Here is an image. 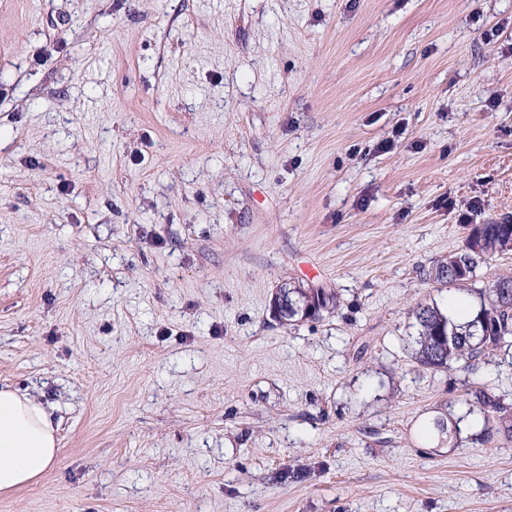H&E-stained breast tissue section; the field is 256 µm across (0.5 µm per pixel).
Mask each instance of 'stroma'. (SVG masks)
Returning <instances> with one entry per match:
<instances>
[{"label": "stroma", "mask_w": 512, "mask_h": 512, "mask_svg": "<svg viewBox=\"0 0 512 512\" xmlns=\"http://www.w3.org/2000/svg\"><path fill=\"white\" fill-rule=\"evenodd\" d=\"M512 223V0H0V512H512V352L420 369L423 272ZM285 282L336 290L278 318ZM459 432L425 436L428 423ZM465 403L469 414L476 413L481 418L484 431L490 437V421L498 418L501 422L512 418V404L506 403L490 388L473 387L465 389ZM52 413L40 402L0 388V490L28 485L59 457Z\"/></svg>", "instance_id": "35a3bbf8"}]
</instances>
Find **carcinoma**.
<instances>
[{
    "mask_svg": "<svg viewBox=\"0 0 512 512\" xmlns=\"http://www.w3.org/2000/svg\"><path fill=\"white\" fill-rule=\"evenodd\" d=\"M512 251V224H474L463 246L439 259L426 273L436 287L451 288L474 280L479 266L489 258ZM288 300V319L315 318L335 310L337 295L324 288L282 285ZM480 303L473 318L457 325L437 304L420 303L413 309L417 326L412 358L423 369L438 371L452 365L475 370V365L497 353L512 349V275L498 277L487 289L476 291ZM468 411L479 415L485 431L490 421L512 418V404L491 389H465Z\"/></svg>",
    "mask_w": 512,
    "mask_h": 512,
    "instance_id": "cac0c4a2",
    "label": "carcinoma"
}]
</instances>
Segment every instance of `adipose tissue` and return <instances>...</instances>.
I'll use <instances>...</instances> for the list:
<instances>
[{
    "instance_id": "adipose-tissue-1",
    "label": "adipose tissue",
    "mask_w": 512,
    "mask_h": 512,
    "mask_svg": "<svg viewBox=\"0 0 512 512\" xmlns=\"http://www.w3.org/2000/svg\"><path fill=\"white\" fill-rule=\"evenodd\" d=\"M58 457L51 412L27 395L0 388V490L34 482Z\"/></svg>"
}]
</instances>
